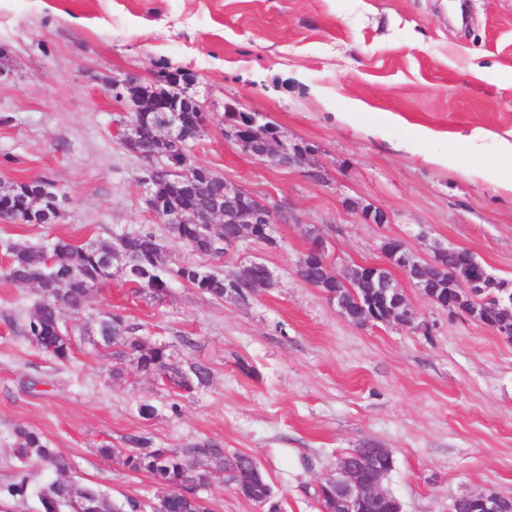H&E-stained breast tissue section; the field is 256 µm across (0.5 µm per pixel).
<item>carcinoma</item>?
I'll list each match as a JSON object with an SVG mask.
<instances>
[{
    "instance_id": "carcinoma-1",
    "label": "carcinoma",
    "mask_w": 512,
    "mask_h": 512,
    "mask_svg": "<svg viewBox=\"0 0 512 512\" xmlns=\"http://www.w3.org/2000/svg\"><path fill=\"white\" fill-rule=\"evenodd\" d=\"M167 113L141 112L135 117L142 135L136 145L128 146L139 160L161 161L174 166L181 156L179 149L165 140L154 137L166 125ZM178 181L167 171L157 172L152 192L157 199L169 203L171 197H180L187 210L166 230L192 252L201 257L220 258L225 255L224 240L239 235L241 224H218L214 237L202 238L200 224L192 213L204 208L217 197L224 196V180L211 169H202L191 161L181 167ZM58 212V193L52 183L42 179H19L0 191V215L19 224H51ZM123 262L128 281L146 291L154 299L162 300L170 292L171 281L180 280L216 299L225 296V289H237L244 299L251 291L250 282L242 273V266L226 275L200 263H173L165 253L155 230L148 226L134 233L130 255L115 256L112 242L100 241L76 244L65 238L56 239L49 250H36L17 243L11 247V258L4 279L16 286L35 284L40 297L28 311L18 327L19 333L56 362L70 360L72 343L64 328V319L80 316L90 292L112 277L114 262ZM358 299L352 301L353 311L360 312L373 301H378L376 289L368 284L355 288ZM97 332L103 347L112 350L117 364L112 367V379L123 378L122 361L128 359L139 373L160 377L180 391L191 394L206 387L211 380V369L200 362L182 367L175 361L166 343L148 341L135 335L125 316L110 312L98 320ZM124 466L132 472L147 471L165 489L161 512H212L209 500L200 495L198 488L209 484L211 472L201 467L196 455L203 454L222 469L236 473L241 481L254 474L253 459L244 454L224 456V449L214 446L187 448L176 452L155 446L153 440L142 433L124 437ZM15 457L19 463L14 481L0 488L11 498H23L28 493L29 475L26 467L41 465L57 474V478L38 492L41 512H134L138 501L126 498L117 505L98 489L80 485L66 478L71 469L69 460L50 448L42 435L34 430L16 429Z\"/></svg>"
}]
</instances>
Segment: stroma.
I'll return each mask as SVG.
<instances>
[{"mask_svg": "<svg viewBox=\"0 0 512 512\" xmlns=\"http://www.w3.org/2000/svg\"><path fill=\"white\" fill-rule=\"evenodd\" d=\"M453 9L452 0H0V183L43 179L67 195L51 224L0 217V485L13 480L14 430L25 426L67 457L72 480L115 500L163 493L123 464L134 431L165 448L214 444L252 457L282 512H323L318 482L368 444L391 451L384 486L404 512H448L455 497L485 489L512 496V341L403 279L420 328L358 327L295 273L316 233L335 268L379 262L382 241L397 238L427 257L471 251L512 284L503 187L512 160L497 149L512 140V0H467L463 19ZM163 66L197 81L207 131L192 161L284 215L275 246L248 242L209 267L257 260L273 283L215 300L177 282L158 302L115 271L69 321L71 359L58 364L14 323L39 293L4 280L11 246L108 241L150 224L173 260L197 259L150 210L142 164L116 133L124 104L111 83H150ZM232 110L277 127L279 148H306L302 162L244 151L224 134ZM422 126L429 138L418 137ZM477 130L461 169L430 162ZM375 209L390 222L366 223ZM115 310L176 360L209 365L210 384L182 397L129 362L112 380L96 327ZM106 445L112 457L100 456ZM198 462L212 471V512H267L209 457Z\"/></svg>", "mask_w": 512, "mask_h": 512, "instance_id": "stroma-1", "label": "stroma"}]
</instances>
